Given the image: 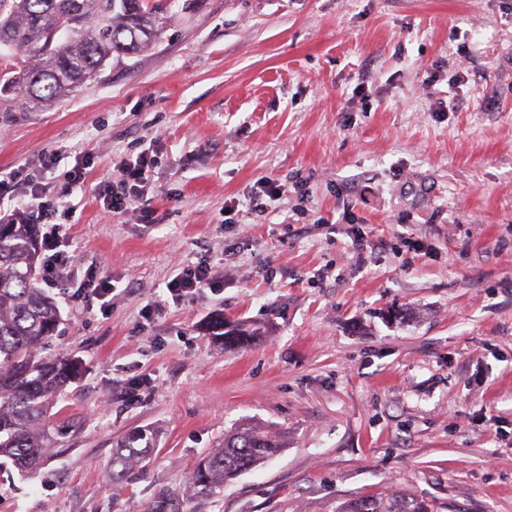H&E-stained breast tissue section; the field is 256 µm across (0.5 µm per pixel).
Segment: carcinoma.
Segmentation results:
<instances>
[{"label": "carcinoma", "mask_w": 512, "mask_h": 512, "mask_svg": "<svg viewBox=\"0 0 512 512\" xmlns=\"http://www.w3.org/2000/svg\"><path fill=\"white\" fill-rule=\"evenodd\" d=\"M164 0H0V95L23 108L64 99L97 75L107 60L149 48L157 38ZM41 245L36 225L0 223V470L28 472L41 464L58 438L45 424L81 365L65 354L43 351L62 317L40 285ZM261 332L244 323L217 320V345L243 348ZM270 427L241 425L198 460L184 491L158 489L147 512H194L193 501L214 497L240 475L286 447ZM156 447L153 430L135 427L113 442L112 482L119 484ZM336 512H433L405 493L351 499Z\"/></svg>", "instance_id": "carcinoma-1"}]
</instances>
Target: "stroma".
<instances>
[{
  "instance_id": "1",
  "label": "stroma",
  "mask_w": 512,
  "mask_h": 512,
  "mask_svg": "<svg viewBox=\"0 0 512 512\" xmlns=\"http://www.w3.org/2000/svg\"><path fill=\"white\" fill-rule=\"evenodd\" d=\"M158 27L69 98L0 112V172L95 156L69 198L81 265L52 290L50 350L83 365L76 428L0 473V512H146L245 422L286 447L197 512L388 491L512 512V0H174ZM142 151L147 227L95 196ZM264 179L282 192L256 211ZM202 260L219 285L172 300ZM87 272L116 282L111 305L78 298ZM220 316L268 333L221 349ZM137 426L152 462L113 484L112 442Z\"/></svg>"
}]
</instances>
